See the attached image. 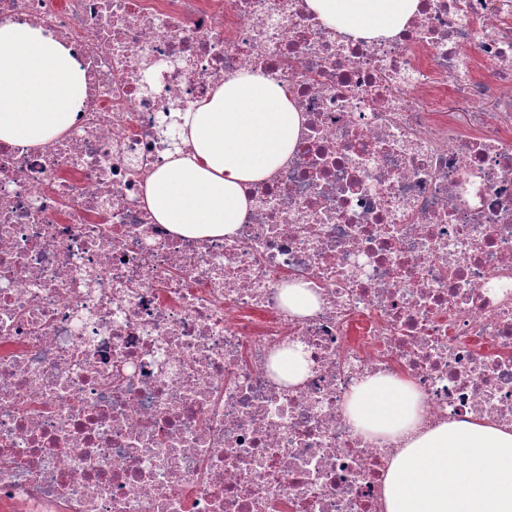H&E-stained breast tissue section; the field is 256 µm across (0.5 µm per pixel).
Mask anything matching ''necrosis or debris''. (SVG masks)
<instances>
[{"mask_svg": "<svg viewBox=\"0 0 512 512\" xmlns=\"http://www.w3.org/2000/svg\"><path fill=\"white\" fill-rule=\"evenodd\" d=\"M6 22L71 48L87 93L66 133L0 141V512H383L399 447L346 413L373 375L426 425L512 426V0H420L377 39L306 0H0ZM241 71L298 144L234 235H175L144 201L170 114ZM291 344L296 387L270 370ZM280 300L293 315H309L318 308L317 296L303 284H291L283 288ZM270 368L276 379L288 386L301 384L310 373L306 354L299 345L279 351L271 359Z\"/></svg>", "mask_w": 512, "mask_h": 512, "instance_id": "4bbe7bcc", "label": "necrosis or debris"}]
</instances>
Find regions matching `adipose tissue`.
I'll return each instance as SVG.
<instances>
[{
    "mask_svg": "<svg viewBox=\"0 0 512 512\" xmlns=\"http://www.w3.org/2000/svg\"><path fill=\"white\" fill-rule=\"evenodd\" d=\"M342 34L392 37L419 0H307ZM86 96V76L69 47L44 30L0 25V141L37 146L68 131ZM183 146L149 179L145 203L174 234L223 237L243 223L246 190L284 164L301 119L272 81L247 71L176 113ZM348 416L368 438L399 452L386 473L385 512H512V427L482 420L425 427L410 382L383 375L357 385Z\"/></svg>",
    "mask_w": 512,
    "mask_h": 512,
    "instance_id": "obj_1",
    "label": "adipose tissue"
}]
</instances>
